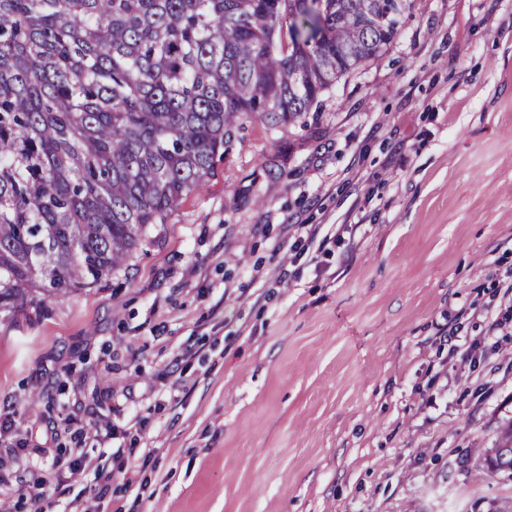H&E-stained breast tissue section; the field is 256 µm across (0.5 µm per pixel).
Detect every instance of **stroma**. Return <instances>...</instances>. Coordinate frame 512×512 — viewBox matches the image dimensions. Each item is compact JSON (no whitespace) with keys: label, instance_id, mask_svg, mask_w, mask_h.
<instances>
[{"label":"stroma","instance_id":"obj_1","mask_svg":"<svg viewBox=\"0 0 512 512\" xmlns=\"http://www.w3.org/2000/svg\"><path fill=\"white\" fill-rule=\"evenodd\" d=\"M511 283L512 0H405L308 127L247 124L123 268L0 314V512H484Z\"/></svg>","mask_w":512,"mask_h":512}]
</instances>
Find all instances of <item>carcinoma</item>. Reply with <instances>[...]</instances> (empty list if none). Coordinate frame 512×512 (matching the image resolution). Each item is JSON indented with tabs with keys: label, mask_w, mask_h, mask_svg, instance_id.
Here are the masks:
<instances>
[{
	"label": "carcinoma",
	"mask_w": 512,
	"mask_h": 512,
	"mask_svg": "<svg viewBox=\"0 0 512 512\" xmlns=\"http://www.w3.org/2000/svg\"><path fill=\"white\" fill-rule=\"evenodd\" d=\"M404 0H0V313L90 288L248 122L305 123ZM512 476V423L468 448Z\"/></svg>",
	"instance_id": "cac0c4a2"
}]
</instances>
